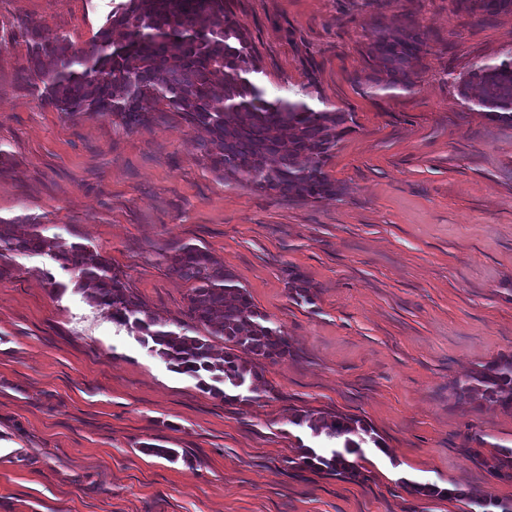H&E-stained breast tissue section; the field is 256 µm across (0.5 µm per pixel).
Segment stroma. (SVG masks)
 <instances>
[{
  "instance_id": "stroma-1",
  "label": "stroma",
  "mask_w": 512,
  "mask_h": 512,
  "mask_svg": "<svg viewBox=\"0 0 512 512\" xmlns=\"http://www.w3.org/2000/svg\"><path fill=\"white\" fill-rule=\"evenodd\" d=\"M118 0H0V219L101 248L159 319L189 285L160 253L207 250L288 335L272 392L229 404L175 372L45 256L0 258V512H469L512 500L481 464L512 448V411L453 382L512 354V123L457 82L512 51V11L458 0H224L273 96L346 113L319 201L225 182L173 111L126 131L69 120L26 76L23 25L86 46ZM427 43L411 88L375 84L376 29ZM303 279L310 301L295 299ZM303 411L360 420L351 481L298 465ZM173 448L171 461L149 445ZM433 487L407 493L404 481ZM454 485L461 497L441 496Z\"/></svg>"
}]
</instances>
